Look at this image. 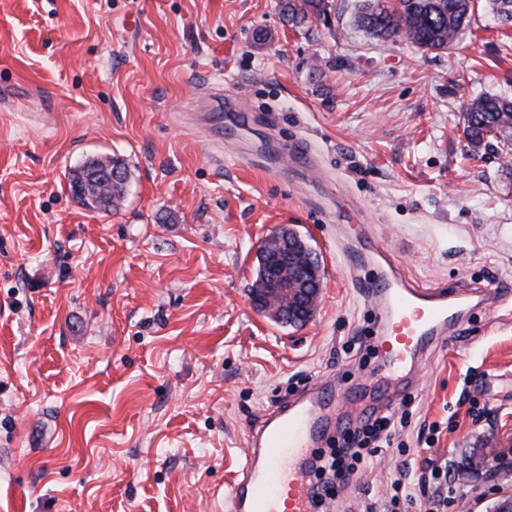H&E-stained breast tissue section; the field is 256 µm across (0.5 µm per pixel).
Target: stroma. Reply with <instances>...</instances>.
Returning a JSON list of instances; mask_svg holds the SVG:
<instances>
[{
	"label": "stroma",
	"mask_w": 512,
	"mask_h": 512,
	"mask_svg": "<svg viewBox=\"0 0 512 512\" xmlns=\"http://www.w3.org/2000/svg\"><path fill=\"white\" fill-rule=\"evenodd\" d=\"M277 2L0 0V512H224L279 401L332 378L390 411L349 351L377 313L339 242L366 232L414 286L498 292L420 358L411 395L457 475L448 512L512 497V164L471 156L460 126L471 96L512 95V27L480 8L425 55L357 28L356 0L309 28ZM106 156L125 197L92 211L67 175ZM282 228L325 271L297 327L250 297ZM473 448L490 462L459 478ZM404 463L388 449L330 512H361Z\"/></svg>",
	"instance_id": "35a3bbf8"
}]
</instances>
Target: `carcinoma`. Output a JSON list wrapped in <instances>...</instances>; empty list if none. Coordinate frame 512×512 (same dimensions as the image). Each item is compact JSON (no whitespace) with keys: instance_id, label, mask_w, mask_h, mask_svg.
<instances>
[{"instance_id":"obj_1","label":"carcinoma","mask_w":512,"mask_h":512,"mask_svg":"<svg viewBox=\"0 0 512 512\" xmlns=\"http://www.w3.org/2000/svg\"><path fill=\"white\" fill-rule=\"evenodd\" d=\"M477 0H357L354 24L367 35L381 41L405 40L412 48L426 55L454 50L461 34L470 26ZM335 0H280L283 18L295 25L326 21L335 11ZM463 135L474 153L480 149L496 151L497 145L512 144V98L481 94L462 107ZM106 167L116 173L109 181L103 177L91 180L90 171ZM127 171L115 158L92 159L85 168L69 174L70 187L84 189L79 201L90 210L110 211L125 195ZM489 448H475L462 469L470 474L479 469Z\"/></svg>"}]
</instances>
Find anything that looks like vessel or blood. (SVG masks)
I'll return each mask as SVG.
<instances>
[{"instance_id":"b4317fda","label":"vessel or blood","mask_w":512,"mask_h":512,"mask_svg":"<svg viewBox=\"0 0 512 512\" xmlns=\"http://www.w3.org/2000/svg\"><path fill=\"white\" fill-rule=\"evenodd\" d=\"M358 286L379 312L372 373L383 379L447 335L468 299L466 292L417 288L393 274L360 280ZM332 387L329 380L315 383L302 398L263 416L254 428L253 448L224 492L228 512H314L309 484L316 454L312 442L322 429L321 409L334 398Z\"/></svg>"}]
</instances>
